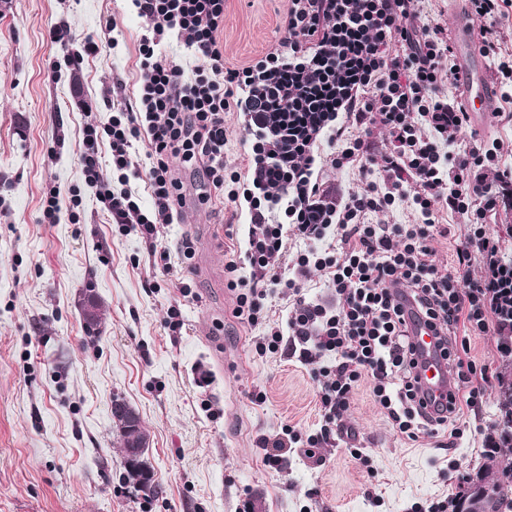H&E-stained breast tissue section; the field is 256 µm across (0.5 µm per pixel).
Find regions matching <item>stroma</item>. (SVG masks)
I'll list each match as a JSON object with an SVG mask.
<instances>
[{"instance_id": "obj_1", "label": "stroma", "mask_w": 512, "mask_h": 512, "mask_svg": "<svg viewBox=\"0 0 512 512\" xmlns=\"http://www.w3.org/2000/svg\"><path fill=\"white\" fill-rule=\"evenodd\" d=\"M286 0H225L219 39L226 62L244 65L277 37ZM66 21L76 40L110 37L101 52L74 59L50 42ZM114 31H106V21ZM144 25L130 0H0V512H412L455 492L489 463L482 429L497 421L498 388L466 411L456 447L411 441L388 424L368 383L345 417L369 465L344 440L315 465L293 454L278 472L255 440L289 425L310 434L319 422L318 383L281 353L254 347L267 325L232 315L224 252L248 241L247 206L200 204L199 177L178 168L185 205L160 244L171 271L136 234L110 224L79 162L81 130L107 122L105 101L132 99ZM227 167L248 166L243 113L224 115ZM63 149H55L57 137ZM80 188L79 223L42 221L50 188ZM194 242L181 265L183 238ZM186 281L189 296L177 284ZM97 295L102 323L88 334L78 300ZM178 308L184 326L166 325ZM140 414L157 497L134 492L112 429V401ZM457 470H450L449 462Z\"/></svg>"}]
</instances>
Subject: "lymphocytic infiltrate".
Instances as JSON below:
<instances>
[{
	"label": "lymphocytic infiltrate",
	"instance_id": "lymphocytic-infiltrate-1",
	"mask_svg": "<svg viewBox=\"0 0 512 512\" xmlns=\"http://www.w3.org/2000/svg\"><path fill=\"white\" fill-rule=\"evenodd\" d=\"M146 32L138 48L133 102L114 107L106 123L82 133L84 182L94 188L111 223L149 243L178 220L183 184L169 164L202 170L209 189L229 203L246 200L251 227L245 252L225 253L234 318L255 326L266 319L273 289L292 299L285 327H270L259 352L287 349L318 381L322 424L313 434L284 426L261 435L262 461L281 470L289 453L315 457L342 431L340 421L362 380L392 427L409 440L449 429L464 408L482 404L499 372L469 358L471 340L492 336L501 359L512 360V238L492 233L488 220L512 198V167L502 166V142L462 144L468 116L448 101L445 72L452 49L444 27L424 15L421 0H287L279 37L260 58L228 65L218 33L224 0H131ZM483 19L480 51L502 100H512V52L501 48L498 24L512 0H465ZM176 35L200 58L192 76L159 51ZM243 112L250 135L247 172L226 170L224 114ZM387 135L371 150L374 129ZM148 162L135 165V142ZM331 152L320 155L321 144ZM458 151H451V144ZM116 181L105 180L102 151ZM356 168L366 183L343 192L323 181L318 158ZM144 182L142 207L128 187ZM415 213L409 224H370L367 214L396 203ZM449 211L464 226L451 266L437 264L432 242L449 234L438 221ZM301 241L293 252L289 240ZM290 256L292 274L278 261ZM250 275H243V268ZM325 277L329 300L310 297L311 271ZM411 296L442 341L456 395L430 417L418 396L417 360L405 324Z\"/></svg>",
	"mask_w": 512,
	"mask_h": 512
}]
</instances>
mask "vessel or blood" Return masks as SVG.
I'll return each instance as SVG.
<instances>
[{
	"label": "vessel or blood",
	"instance_id": "obj_1",
	"mask_svg": "<svg viewBox=\"0 0 512 512\" xmlns=\"http://www.w3.org/2000/svg\"><path fill=\"white\" fill-rule=\"evenodd\" d=\"M457 47V75L462 84V105L469 114L472 130L484 127L496 110V96L478 47L474 25L466 20L452 22ZM405 319L418 361L419 386L430 405L449 403L454 388L445 358L433 329L418 315L412 299H404Z\"/></svg>",
	"mask_w": 512,
	"mask_h": 512
}]
</instances>
